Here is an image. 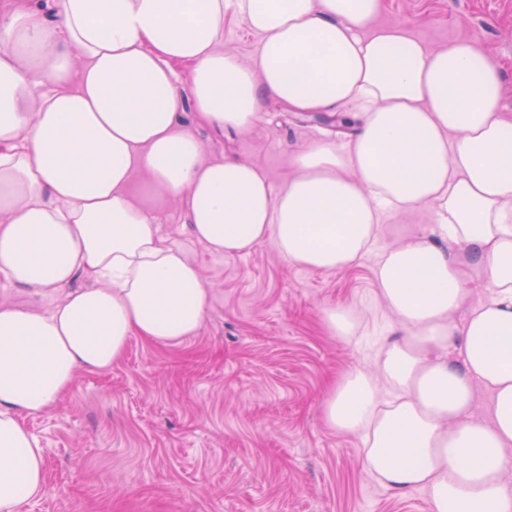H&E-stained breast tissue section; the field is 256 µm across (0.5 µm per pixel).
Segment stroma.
<instances>
[{
	"instance_id": "obj_1",
	"label": "stroma",
	"mask_w": 512,
	"mask_h": 512,
	"mask_svg": "<svg viewBox=\"0 0 512 512\" xmlns=\"http://www.w3.org/2000/svg\"><path fill=\"white\" fill-rule=\"evenodd\" d=\"M398 22L428 48L466 39L497 59L501 108L512 115V0H382L375 26ZM173 70L204 159L258 166L276 189L295 176V152L358 130L352 105L321 121L269 101L250 129L222 131L196 119L188 66ZM156 220L211 287L205 320L177 345L131 338L111 369L77 372L50 412L27 417L45 450L46 487L22 512H429L422 493L400 495L370 477L360 438L322 419L336 377L371 367L398 336L376 303L375 268L429 212L388 213L371 252L328 272L288 264L269 240L211 253L175 202ZM335 307L356 313L354 338L330 334L324 317Z\"/></svg>"
}]
</instances>
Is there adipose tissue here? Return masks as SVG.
<instances>
[{"instance_id":"1","label":"adipose tissue","mask_w":512,"mask_h":512,"mask_svg":"<svg viewBox=\"0 0 512 512\" xmlns=\"http://www.w3.org/2000/svg\"><path fill=\"white\" fill-rule=\"evenodd\" d=\"M380 9L0 0V276L54 300L0 303V512L45 492L26 417L56 405L77 371L110 369L131 337L178 343L200 329L210 288L155 222L170 199L208 251L269 240L313 271L359 260L388 212L429 208L432 227L384 250L375 270L400 336L374 369L338 378L323 417L360 437L369 475L425 494L429 512H512V118L500 66L469 40L430 49L400 25L370 30ZM228 11L258 38L250 64L218 48ZM177 63L190 68L197 117L214 127H250L269 99L303 113L357 102L364 121L343 147L297 153V175L276 190L254 165L204 160L182 123ZM478 275L489 295L471 306ZM79 277L88 287L71 289ZM480 388L488 421L472 412Z\"/></svg>"}]
</instances>
